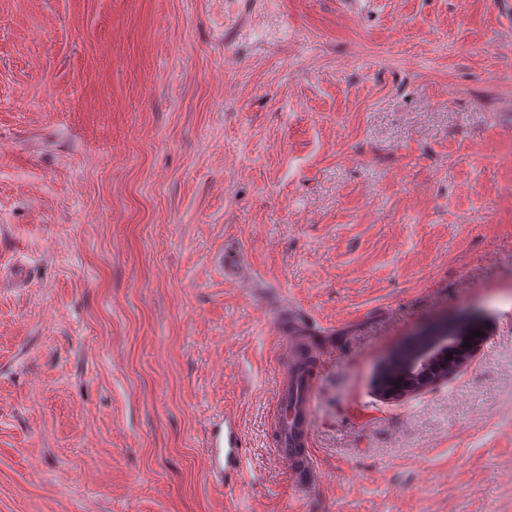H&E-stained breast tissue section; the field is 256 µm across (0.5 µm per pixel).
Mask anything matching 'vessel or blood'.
<instances>
[{
    "label": "vessel or blood",
    "mask_w": 512,
    "mask_h": 512,
    "mask_svg": "<svg viewBox=\"0 0 512 512\" xmlns=\"http://www.w3.org/2000/svg\"><path fill=\"white\" fill-rule=\"evenodd\" d=\"M283 329L287 358L276 374L275 405L269 436L287 461L298 493L306 494L319 480L313 448L316 388L325 362L324 347H313L315 330L294 313ZM209 473L215 480L240 472L246 455L244 434L231 416L215 421L209 431Z\"/></svg>",
    "instance_id": "vessel-or-blood-1"
}]
</instances>
